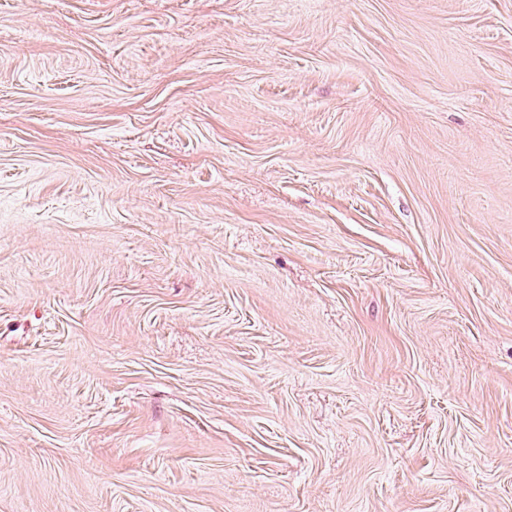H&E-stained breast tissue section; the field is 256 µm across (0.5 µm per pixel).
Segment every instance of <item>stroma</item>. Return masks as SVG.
<instances>
[{
    "instance_id": "stroma-1",
    "label": "stroma",
    "mask_w": 512,
    "mask_h": 512,
    "mask_svg": "<svg viewBox=\"0 0 512 512\" xmlns=\"http://www.w3.org/2000/svg\"><path fill=\"white\" fill-rule=\"evenodd\" d=\"M0 512H512V0H0Z\"/></svg>"
}]
</instances>
